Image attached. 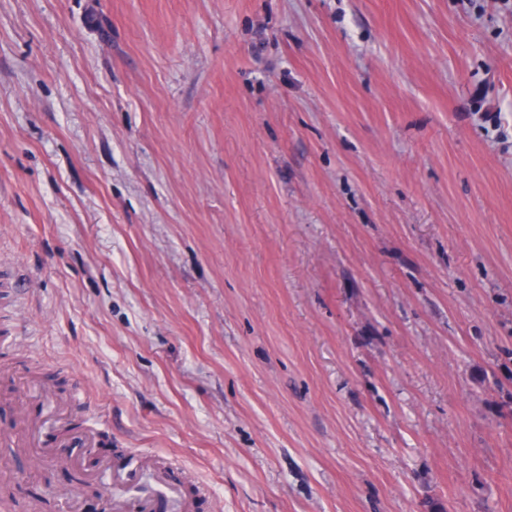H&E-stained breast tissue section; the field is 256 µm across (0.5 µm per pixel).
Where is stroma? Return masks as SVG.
I'll return each mask as SVG.
<instances>
[{
    "label": "stroma",
    "mask_w": 512,
    "mask_h": 512,
    "mask_svg": "<svg viewBox=\"0 0 512 512\" xmlns=\"http://www.w3.org/2000/svg\"><path fill=\"white\" fill-rule=\"evenodd\" d=\"M15 366L196 512H512V0H0Z\"/></svg>",
    "instance_id": "obj_1"
}]
</instances>
